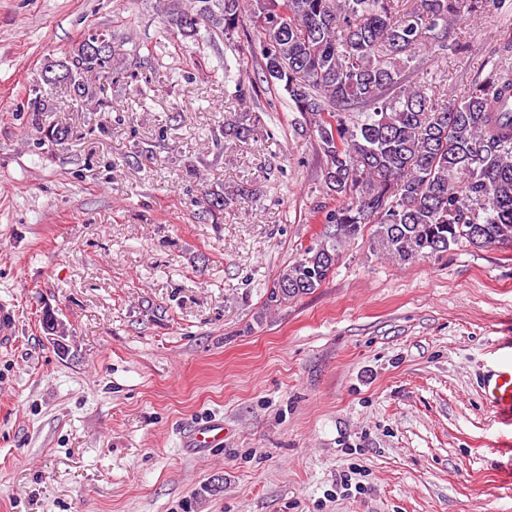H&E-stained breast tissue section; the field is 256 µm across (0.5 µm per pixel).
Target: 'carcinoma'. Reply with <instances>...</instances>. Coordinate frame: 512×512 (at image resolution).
I'll return each mask as SVG.
<instances>
[{
	"instance_id": "carcinoma-1",
	"label": "carcinoma",
	"mask_w": 512,
	"mask_h": 512,
	"mask_svg": "<svg viewBox=\"0 0 512 512\" xmlns=\"http://www.w3.org/2000/svg\"><path fill=\"white\" fill-rule=\"evenodd\" d=\"M168 24L184 37L200 30L231 37L250 16L266 82L312 116L326 159L324 184L339 205L326 215L335 243L307 248L278 275L266 301L313 293L338 260L337 242L374 223L373 249L400 263L436 257L463 241H512V112L492 97L512 92V67L497 62L452 107L410 68L424 43L445 51L462 21L455 0H169ZM84 39L49 69L50 84L85 93L84 79L112 70V53ZM252 191L244 186L203 199L217 216Z\"/></svg>"
}]
</instances>
